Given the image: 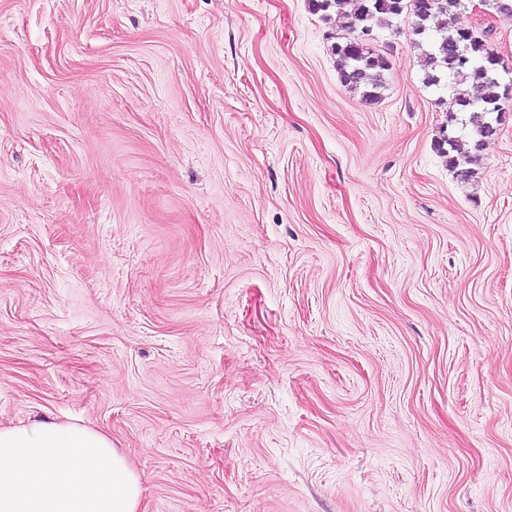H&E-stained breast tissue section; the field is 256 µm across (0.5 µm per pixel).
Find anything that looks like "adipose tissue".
I'll return each instance as SVG.
<instances>
[{
    "instance_id": "adipose-tissue-1",
    "label": "adipose tissue",
    "mask_w": 512,
    "mask_h": 512,
    "mask_svg": "<svg viewBox=\"0 0 512 512\" xmlns=\"http://www.w3.org/2000/svg\"><path fill=\"white\" fill-rule=\"evenodd\" d=\"M141 480L106 433L37 418L0 427V512H139Z\"/></svg>"
}]
</instances>
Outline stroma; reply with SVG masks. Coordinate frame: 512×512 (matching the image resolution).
<instances>
[{
    "instance_id": "stroma-1",
    "label": "stroma",
    "mask_w": 512,
    "mask_h": 512,
    "mask_svg": "<svg viewBox=\"0 0 512 512\" xmlns=\"http://www.w3.org/2000/svg\"><path fill=\"white\" fill-rule=\"evenodd\" d=\"M346 23L0 0V426L111 436L140 512H512V99L462 180L410 17L372 102Z\"/></svg>"
}]
</instances>
